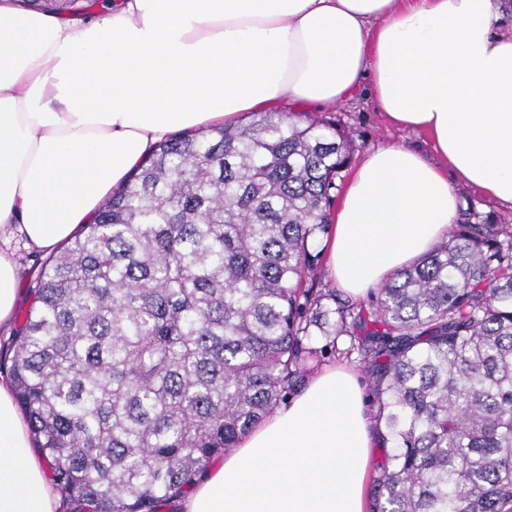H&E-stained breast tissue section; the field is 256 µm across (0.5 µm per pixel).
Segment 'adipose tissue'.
<instances>
[{
	"instance_id": "obj_1",
	"label": "adipose tissue",
	"mask_w": 512,
	"mask_h": 512,
	"mask_svg": "<svg viewBox=\"0 0 512 512\" xmlns=\"http://www.w3.org/2000/svg\"><path fill=\"white\" fill-rule=\"evenodd\" d=\"M512 0H112L90 21L0 0V233L51 251L91 223L154 146L283 103L369 87L402 143L350 173L326 242L361 297L444 237L456 183L512 205ZM374 437L357 376L315 373L208 469L180 512H369ZM0 379V512H60Z\"/></svg>"
}]
</instances>
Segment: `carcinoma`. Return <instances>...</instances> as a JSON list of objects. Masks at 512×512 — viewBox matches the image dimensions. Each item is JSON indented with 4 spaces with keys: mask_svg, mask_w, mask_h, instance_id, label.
Returning a JSON list of instances; mask_svg holds the SVG:
<instances>
[{
    "mask_svg": "<svg viewBox=\"0 0 512 512\" xmlns=\"http://www.w3.org/2000/svg\"><path fill=\"white\" fill-rule=\"evenodd\" d=\"M350 152L340 124L274 112L172 137L46 259L10 376L64 500L158 512L295 389L320 335L371 378L391 448L373 512H512V225L455 224L343 302L315 246Z\"/></svg>",
    "mask_w": 512,
    "mask_h": 512,
    "instance_id": "carcinoma-1",
    "label": "carcinoma"
}]
</instances>
